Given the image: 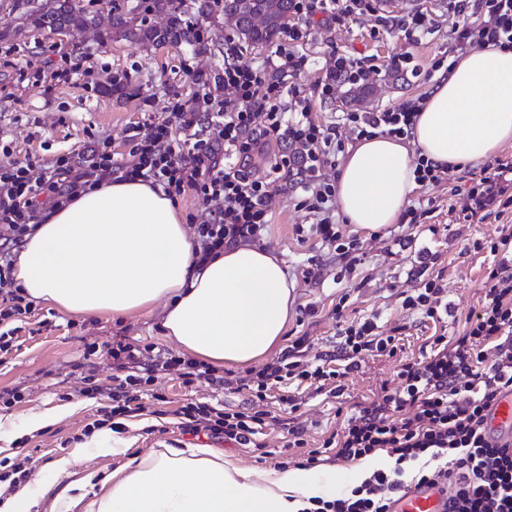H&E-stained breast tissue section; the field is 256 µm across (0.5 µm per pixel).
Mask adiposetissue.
Wrapping results in <instances>:
<instances>
[{"label":"adipose tissue","instance_id":"ef3b65f1","mask_svg":"<svg viewBox=\"0 0 512 512\" xmlns=\"http://www.w3.org/2000/svg\"><path fill=\"white\" fill-rule=\"evenodd\" d=\"M512 142V48L458 58L435 78L410 139L361 140L340 168L336 197L354 229L398 223L415 187L412 153L451 171ZM13 275L29 298L60 311L124 316L164 303L177 348L213 365H245L281 346L294 300L272 250L240 243L204 265L163 187L110 181L47 210L25 238ZM336 495L335 482L243 467L217 448H154L117 469L94 512H299Z\"/></svg>","mask_w":512,"mask_h":512}]
</instances>
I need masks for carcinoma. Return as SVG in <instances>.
<instances>
[{
  "label": "carcinoma",
  "mask_w": 512,
  "mask_h": 512,
  "mask_svg": "<svg viewBox=\"0 0 512 512\" xmlns=\"http://www.w3.org/2000/svg\"><path fill=\"white\" fill-rule=\"evenodd\" d=\"M220 7L233 22L238 38L251 46L266 45L284 34L288 18L294 13L293 0H220ZM15 8L23 25L34 30L96 28L103 42L122 38L152 46H202L199 29L184 19L185 0H149L147 11L168 16L166 26L161 29L148 24L138 5L109 12L105 26L99 11L89 9L84 0H15ZM339 82L350 85L348 96L352 102L362 103L371 94L368 86L351 79L344 71L340 72Z\"/></svg>",
  "instance_id": "obj_1"
}]
</instances>
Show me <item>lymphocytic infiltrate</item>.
Wrapping results in <instances>:
<instances>
[{
  "instance_id": "f902f5d3",
  "label": "lymphocytic infiltrate",
  "mask_w": 512,
  "mask_h": 512,
  "mask_svg": "<svg viewBox=\"0 0 512 512\" xmlns=\"http://www.w3.org/2000/svg\"><path fill=\"white\" fill-rule=\"evenodd\" d=\"M459 20L453 27L454 48L466 53L486 46L512 47V0H457ZM307 59L295 52L278 53L266 66L228 61L220 77L223 96L205 92L193 98L171 93L165 117L134 127L130 160L117 163L104 147L87 155H59L53 162H0V321L31 313L25 291L12 276L11 253L30 225L40 223L46 206H57L89 187L112 180L141 179L162 185L169 195L192 193L201 206L193 226L196 264L231 244L263 240L271 222L276 193L274 174H284L303 197L312 223L299 224L300 241L316 240L333 252L346 270L360 261L363 244L341 231L336 222V189L327 171L334 168L347 127L354 139L390 135L409 137L421 102L412 99L381 112H345L339 124H323L312 110L298 78ZM282 144L284 151L264 171V146ZM459 219L483 223L512 204V161L487 163L466 190ZM498 263L487 276L481 308L467 319L460 336L433 337L431 353L400 363L397 382L382 397L351 412L341 432L309 450L303 466L328 460H357L387 451L394 464L376 469L342 496L313 498L306 512H389L391 503L416 484L445 488L446 512H512V452L485 439L486 418L503 391L512 389V230L486 241ZM415 288L403 300L406 309L433 323L448 319V289L441 276L418 269ZM339 354L347 370L371 356H396L398 338L380 333L375 318L365 316L339 328ZM307 337L296 338L281 356L253 377L228 379L215 369L170 352L146 356L140 345L119 340L104 346L112 359V382L90 383L88 395H107L95 427L120 431L137 410L132 387L151 383L156 374L177 375L184 383L206 379L215 389L236 386L249 391L244 409L224 410L188 402L177 414L186 430L258 447L264 428L281 426L293 447H304L302 427L264 406L268 387L284 376L326 381L341 372L309 366Z\"/></svg>"
}]
</instances>
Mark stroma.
<instances>
[{"instance_id": "35a3bbf8", "label": "stroma", "mask_w": 512, "mask_h": 512, "mask_svg": "<svg viewBox=\"0 0 512 512\" xmlns=\"http://www.w3.org/2000/svg\"><path fill=\"white\" fill-rule=\"evenodd\" d=\"M372 12L354 15L342 22L328 20L324 13L305 17L292 15V25L308 28L306 41L292 45L287 37L256 48L239 45L232 26L225 22L220 7L208 14L190 11L207 41L204 49L187 45L156 47L129 41L100 43L93 32L33 31L28 37L3 39V32L16 24L13 0H0V151L12 159L48 162L64 152L79 155L97 140L108 139L116 159L128 154L126 139L135 124L164 116L169 92L184 98L200 92V79H213L224 70V57L235 50L237 62L257 66L275 52L299 50L308 58L299 82L311 99L318 119L334 122L347 111L342 93L324 98L318 87L322 68L330 53L346 54L371 66L367 80L373 95L369 111L379 112L424 95L431 85L433 69L447 70L455 56L451 51L456 17L451 0H370ZM422 13L432 27L417 43H409L399 31L400 19ZM76 68L67 83L54 81L52 73ZM128 78L125 94H105L103 88L112 76ZM472 170L449 174L448 184L416 187L410 203L424 208L412 232L398 225L364 232L361 266L348 274L341 264L329 259L319 282L304 281L302 271L312 256L322 250L314 242L299 243L293 227L305 224L309 216L300 198L285 181H277L270 234L266 248L274 250L284 262L288 278L294 282V302L288 320L287 340L309 337L312 354L334 352L338 348L334 309L340 297H347L350 317L373 315L377 323L389 329L402 327L405 356L421 358L426 342L436 331L434 323L420 320L403 305V293L409 288L408 274L420 252L436 254L430 274H441L448 286L453 314L447 333L461 334L470 313L477 309L487 290L486 275L494 263L486 240L498 236L503 227L512 226V207L502 215L490 216L481 224H458L453 212L465 202L463 195L451 194L449 185L472 178ZM314 307L315 315L304 312ZM163 308L130 317H83L64 313L43 302H34L33 310L22 322L4 321L0 331L15 330L16 346L0 359V391L19 389L21 402L0 404V415L27 422L50 410L61 413L60 420L35 431L19 430L10 444L0 443V460L31 457L27 479L42 478L50 488L37 497L30 512H56L58 500H67L70 512H89L100 484L112 470L150 449L162 446L181 451L207 445L204 437L185 433L176 409L186 402L240 405L244 394L215 390L205 379L183 385L176 376L156 378L153 394L140 395L141 408L126 418L122 438L125 452L97 455L88 448V436L82 430L106 406V397L83 395L84 378L94 374L96 381L110 383L112 362L104 357L86 359L88 345H106L129 339L141 345L172 350L162 329ZM398 365L388 357H372L344 378V391L336 398L326 397L309 383L285 384L272 390L273 400L298 397L301 406L295 414L305 427L310 447H318L344 418L338 408L366 406L377 400L383 384L393 383ZM265 451L239 448L217 441V448L232 455L244 467L275 468L277 462L300 459L304 450L288 447L286 431L271 427L261 438ZM81 451L79 474L83 481L72 485L56 480V463L74 451Z\"/></svg>"}]
</instances>
